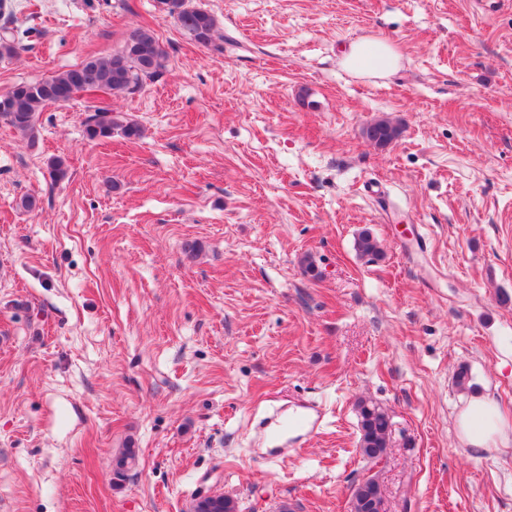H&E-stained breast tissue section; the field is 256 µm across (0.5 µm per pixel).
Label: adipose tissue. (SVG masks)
Instances as JSON below:
<instances>
[{"label": "adipose tissue", "mask_w": 512, "mask_h": 512, "mask_svg": "<svg viewBox=\"0 0 512 512\" xmlns=\"http://www.w3.org/2000/svg\"><path fill=\"white\" fill-rule=\"evenodd\" d=\"M400 64L398 52L380 37L353 42L342 58L343 67L358 78H385ZM456 426L462 442L471 448H496L512 441V421L489 395L471 398L459 412Z\"/></svg>", "instance_id": "obj_1"}]
</instances>
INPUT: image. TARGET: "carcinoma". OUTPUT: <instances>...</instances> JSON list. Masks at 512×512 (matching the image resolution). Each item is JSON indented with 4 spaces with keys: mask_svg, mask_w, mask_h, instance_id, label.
I'll return each instance as SVG.
<instances>
[{
    "mask_svg": "<svg viewBox=\"0 0 512 512\" xmlns=\"http://www.w3.org/2000/svg\"><path fill=\"white\" fill-rule=\"evenodd\" d=\"M164 10L192 41L212 42L216 22L210 13L196 8L188 0H160ZM166 53L150 29L134 30L121 50L108 58L90 57L81 64L49 78L13 86L0 96V117L21 136L35 144L38 114L49 104L67 103L83 93L102 91L125 93L139 88L146 79L157 76L166 67ZM121 128L129 139L140 136L133 122H123L107 107L96 110L85 132L91 140L108 139L112 130ZM400 128L387 120H377L366 128L367 138L378 147H386L398 138ZM356 249L363 257L375 259L382 254L379 240L368 229L361 231ZM359 425V454L371 463L387 455L390 445L391 419L380 405L366 399L356 402ZM134 449L125 448L114 459V475L122 478L136 464ZM192 512H237V502L230 496L210 495L193 500ZM352 512H384V499L378 479L367 476L358 481L351 493Z\"/></svg>",
    "mask_w": 512,
    "mask_h": 512,
    "instance_id": "carcinoma-1",
    "label": "carcinoma"
}]
</instances>
